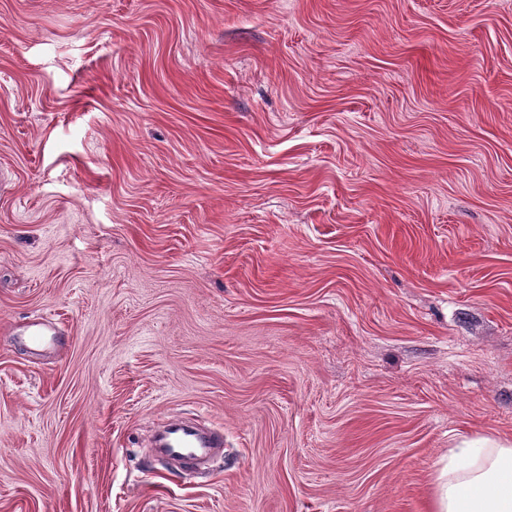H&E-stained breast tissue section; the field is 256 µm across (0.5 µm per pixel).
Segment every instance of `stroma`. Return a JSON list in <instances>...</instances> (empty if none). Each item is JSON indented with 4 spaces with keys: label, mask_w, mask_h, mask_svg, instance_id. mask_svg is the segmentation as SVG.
Segmentation results:
<instances>
[{
    "label": "stroma",
    "mask_w": 512,
    "mask_h": 512,
    "mask_svg": "<svg viewBox=\"0 0 512 512\" xmlns=\"http://www.w3.org/2000/svg\"><path fill=\"white\" fill-rule=\"evenodd\" d=\"M475 436L512 0H0V512H434ZM214 440L179 423H171L159 438V451L171 457L195 458L207 453Z\"/></svg>",
    "instance_id": "stroma-1"
}]
</instances>
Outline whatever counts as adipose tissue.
<instances>
[{
    "label": "adipose tissue",
    "mask_w": 512,
    "mask_h": 512,
    "mask_svg": "<svg viewBox=\"0 0 512 512\" xmlns=\"http://www.w3.org/2000/svg\"><path fill=\"white\" fill-rule=\"evenodd\" d=\"M437 512H512V442L465 439L436 482Z\"/></svg>",
    "instance_id": "ef3b65f1"
}]
</instances>
